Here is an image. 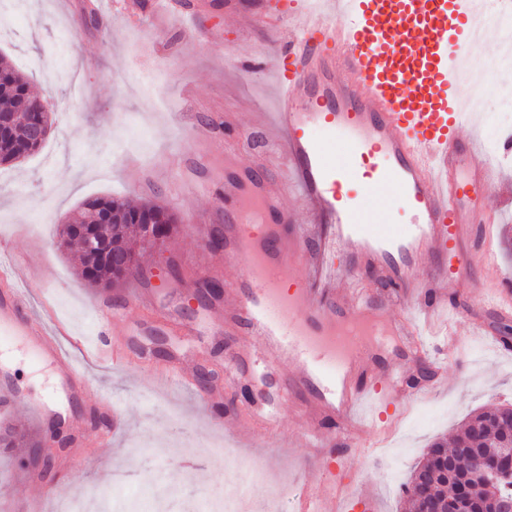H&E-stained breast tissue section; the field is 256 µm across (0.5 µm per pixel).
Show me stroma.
Listing matches in <instances>:
<instances>
[{"instance_id": "35a3bbf8", "label": "stroma", "mask_w": 512, "mask_h": 512, "mask_svg": "<svg viewBox=\"0 0 512 512\" xmlns=\"http://www.w3.org/2000/svg\"><path fill=\"white\" fill-rule=\"evenodd\" d=\"M0 0V25L14 32L0 40V55L30 79L44 101L52 128L43 146L24 160L0 165V234L12 237L24 265L15 270L32 303L51 301L56 320L67 323L87 346L98 340L94 311L106 299L120 301L136 286L157 298L203 333L193 341L154 319L125 334L128 346L150 348L149 361L122 369L80 361L91 391L81 406L98 426L109 408L120 407L122 422L108 444L79 437L52 444L28 404L53 395L49 367L35 363L26 347L10 339L0 343V370H8L18 391L15 415L41 445H54L52 476L34 483L22 478L25 448L0 447V512L23 503L60 507L64 496L109 498L136 503L139 492L166 498L165 512H198L204 499H224L237 512H296L297 468L314 472L312 451L296 414L295 402L282 393L286 370L255 371L253 393L276 404L289 445L275 449V468L266 453L242 444L218 427L211 394L219 390L229 408L239 406L238 389L224 381L232 338L214 333L207 302L197 298L195 270L215 261L204 237L224 225L221 184L198 178L186 183L197 152L223 166L231 142L217 136L203 142L177 126L180 113L223 120L269 109L263 83L244 72L266 48L263 30L228 17L224 0H187L191 13H168L166 0ZM512 123V97L495 100L483 113L478 137L484 158L496 167L499 184L490 192L487 211L494 216L496 260L512 277V153L501 148L503 127ZM133 201L157 198L179 218L176 233L160 251L142 258L144 275L112 290L97 288L79 275L77 256L53 243L55 227L98 197ZM486 282L465 283L453 297L459 340L443 372L442 388L411 401L397 430L370 462L352 460L340 476L349 490H369L372 502L355 501L352 512H407L402 488L430 443L458 433L480 409L512 403V356L500 355L492 338L512 326L488 303ZM490 330L474 335L473 325ZM188 363L193 373L211 375L210 383H171L160 367ZM265 470V498H243L233 473L240 462Z\"/></svg>"}]
</instances>
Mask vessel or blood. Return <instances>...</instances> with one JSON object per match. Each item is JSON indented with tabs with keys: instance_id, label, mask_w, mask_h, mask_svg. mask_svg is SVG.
<instances>
[{
	"instance_id": "1",
	"label": "vessel or blood",
	"mask_w": 512,
	"mask_h": 512,
	"mask_svg": "<svg viewBox=\"0 0 512 512\" xmlns=\"http://www.w3.org/2000/svg\"><path fill=\"white\" fill-rule=\"evenodd\" d=\"M248 18L289 37L263 56L273 111L224 122L226 138L243 143L257 132L266 148L259 167L224 180L235 201L224 214V267L246 264L248 277L232 282L229 302L213 316L238 339L225 366L233 384L246 382L258 361L291 369L283 390L297 398L322 462L315 479L300 477L297 512H349L351 495L326 450L339 438L366 455L379 447L400 396L399 373L380 360L387 337H408L412 357L432 352L444 369L456 347L452 288L499 277L484 205L497 170L474 133L458 135L480 120L458 93L461 67L477 32L490 37L496 28L478 27L475 0H252ZM387 209L408 212L411 223L385 224ZM362 271L387 288V300L354 286ZM406 297L414 301L408 318L391 322V301ZM103 307L111 316L100 347L114 367L129 360L117 340L127 311L163 318L180 336L194 333L147 290ZM50 316V308L32 309L11 264L1 263L0 336L24 337L65 393L81 398L82 341L49 325ZM224 423L249 447L288 445L273 410L248 402Z\"/></svg>"
}]
</instances>
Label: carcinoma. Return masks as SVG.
Masks as SVG:
<instances>
[{
    "mask_svg": "<svg viewBox=\"0 0 512 512\" xmlns=\"http://www.w3.org/2000/svg\"><path fill=\"white\" fill-rule=\"evenodd\" d=\"M43 105L31 93L28 79L0 60V164L14 161L29 137L32 114L42 111ZM155 221L164 222L163 232L169 235L178 217L152 201L97 198L84 205L73 230L59 231L56 247L79 253L81 273L87 280L103 289L117 288L142 275L131 239L139 238L144 250L153 248L154 243L146 239L145 225ZM84 224L97 225L107 255L91 256L84 250L76 231ZM501 413L499 406L482 409L452 441L438 439L431 444L425 462L417 466L404 489L410 512H416L423 499L433 512H500L504 502L512 501V458L497 452L512 448V428L501 423ZM477 461L486 473L500 478L492 482L479 478Z\"/></svg>",
    "mask_w": 512,
    "mask_h": 512,
    "instance_id": "cac0c4a2",
    "label": "carcinoma"
}]
</instances>
